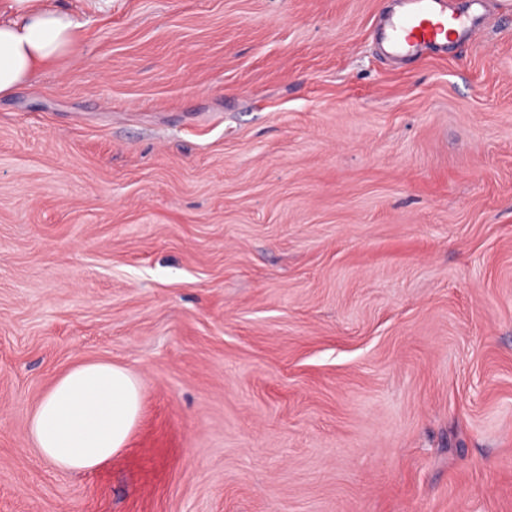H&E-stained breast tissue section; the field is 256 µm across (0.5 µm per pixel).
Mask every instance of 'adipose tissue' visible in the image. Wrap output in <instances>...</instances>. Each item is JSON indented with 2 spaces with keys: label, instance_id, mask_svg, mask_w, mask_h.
<instances>
[{
  "label": "adipose tissue",
  "instance_id": "obj_1",
  "mask_svg": "<svg viewBox=\"0 0 512 512\" xmlns=\"http://www.w3.org/2000/svg\"><path fill=\"white\" fill-rule=\"evenodd\" d=\"M8 10L0 20V97L28 83L41 67L80 51L74 19L50 0H8ZM140 408V384L129 370L84 363L43 395L30 435L58 469L93 472L125 450Z\"/></svg>",
  "mask_w": 512,
  "mask_h": 512
}]
</instances>
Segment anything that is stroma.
<instances>
[{
	"instance_id": "35a3bbf8",
	"label": "stroma",
	"mask_w": 512,
	"mask_h": 512,
	"mask_svg": "<svg viewBox=\"0 0 512 512\" xmlns=\"http://www.w3.org/2000/svg\"><path fill=\"white\" fill-rule=\"evenodd\" d=\"M0 99V512H512V0L394 61L396 0H57ZM140 382L42 458L54 381ZM140 408V384L129 370L111 362L84 363L43 395L30 435L58 469L94 472L125 450Z\"/></svg>"
}]
</instances>
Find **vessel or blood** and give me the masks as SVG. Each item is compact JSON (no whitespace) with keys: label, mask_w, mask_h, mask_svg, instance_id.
I'll return each mask as SVG.
<instances>
[{"label":"vessel or blood","mask_w":512,"mask_h":512,"mask_svg":"<svg viewBox=\"0 0 512 512\" xmlns=\"http://www.w3.org/2000/svg\"><path fill=\"white\" fill-rule=\"evenodd\" d=\"M479 27L478 16L449 8L447 0H400L380 39L391 55L404 58L445 49L452 37L469 43Z\"/></svg>","instance_id":"vessel-or-blood-1"}]
</instances>
